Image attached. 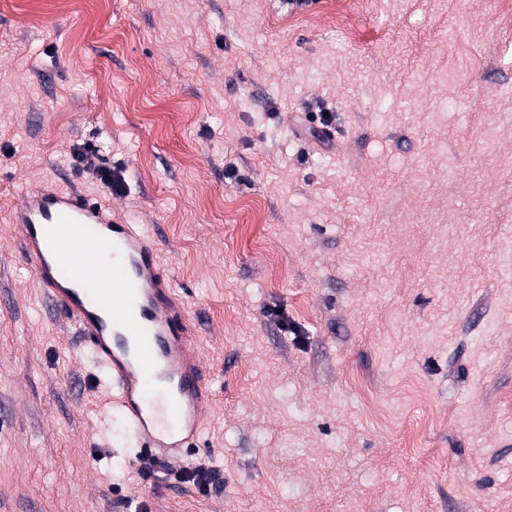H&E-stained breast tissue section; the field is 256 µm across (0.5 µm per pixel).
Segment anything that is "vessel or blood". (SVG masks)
<instances>
[{"mask_svg":"<svg viewBox=\"0 0 512 512\" xmlns=\"http://www.w3.org/2000/svg\"><path fill=\"white\" fill-rule=\"evenodd\" d=\"M38 288L88 345L139 446L177 462L212 412L199 347L153 233L94 195L42 185L12 213Z\"/></svg>","mask_w":512,"mask_h":512,"instance_id":"vessel-or-blood-1","label":"vessel or blood"}]
</instances>
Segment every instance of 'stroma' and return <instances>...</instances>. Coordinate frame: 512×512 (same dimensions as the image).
I'll list each match as a JSON object with an SVG mask.
<instances>
[{"label":"stroma","instance_id":"1","mask_svg":"<svg viewBox=\"0 0 512 512\" xmlns=\"http://www.w3.org/2000/svg\"><path fill=\"white\" fill-rule=\"evenodd\" d=\"M330 2L0 0V512H512V20ZM36 183L154 232L214 397L174 468L222 486L143 472L11 223ZM322 113V112H321ZM321 113H308L297 121L304 124L307 131L324 147L333 145V137L326 129L325 115ZM73 160L82 171L100 180L113 192H120L122 190V180L108 171L105 166V159L96 146L86 145L81 149L75 150L73 152ZM176 478L183 480V482H193L201 490L206 491L210 484L213 482L224 483L223 478L219 474L214 473L209 469L206 464H199L193 471L178 472L175 474Z\"/></svg>","mask_w":512,"mask_h":512}]
</instances>
